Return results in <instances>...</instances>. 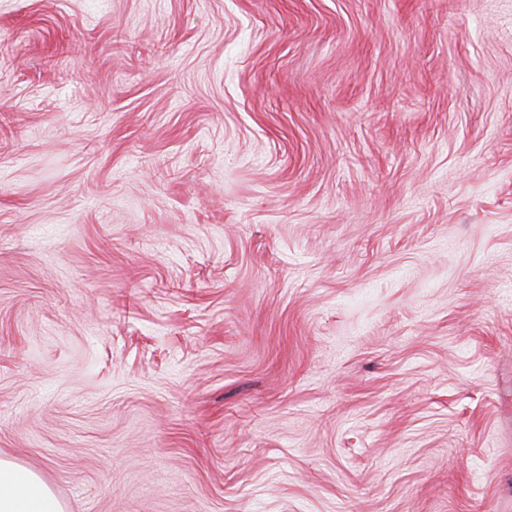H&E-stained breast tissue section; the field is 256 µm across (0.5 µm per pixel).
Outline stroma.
I'll return each instance as SVG.
<instances>
[{
  "mask_svg": "<svg viewBox=\"0 0 512 512\" xmlns=\"http://www.w3.org/2000/svg\"><path fill=\"white\" fill-rule=\"evenodd\" d=\"M0 456L512 512V0H0Z\"/></svg>",
  "mask_w": 512,
  "mask_h": 512,
  "instance_id": "1",
  "label": "stroma"
}]
</instances>
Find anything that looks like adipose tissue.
I'll return each mask as SVG.
<instances>
[{
    "label": "adipose tissue",
    "instance_id": "ef3b65f1",
    "mask_svg": "<svg viewBox=\"0 0 512 512\" xmlns=\"http://www.w3.org/2000/svg\"><path fill=\"white\" fill-rule=\"evenodd\" d=\"M0 512H64L35 471L0 457Z\"/></svg>",
    "mask_w": 512,
    "mask_h": 512
}]
</instances>
